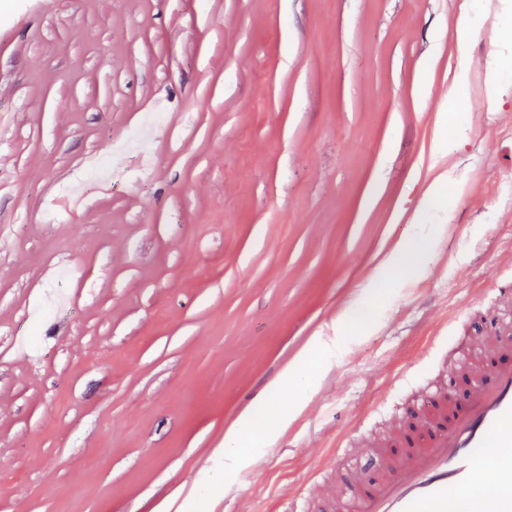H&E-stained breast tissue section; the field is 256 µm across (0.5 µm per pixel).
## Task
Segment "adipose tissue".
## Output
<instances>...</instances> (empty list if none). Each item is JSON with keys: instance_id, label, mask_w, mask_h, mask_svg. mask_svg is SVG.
<instances>
[{"instance_id": "adipose-tissue-1", "label": "adipose tissue", "mask_w": 512, "mask_h": 512, "mask_svg": "<svg viewBox=\"0 0 512 512\" xmlns=\"http://www.w3.org/2000/svg\"><path fill=\"white\" fill-rule=\"evenodd\" d=\"M430 244V238L425 237L395 252L386 263L379 278L368 285L353 306L344 313L343 323L350 327L365 323L370 317L371 303L381 288H384L392 278L414 274L424 263Z\"/></svg>"}]
</instances>
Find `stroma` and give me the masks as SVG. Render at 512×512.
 <instances>
[{"mask_svg": "<svg viewBox=\"0 0 512 512\" xmlns=\"http://www.w3.org/2000/svg\"><path fill=\"white\" fill-rule=\"evenodd\" d=\"M467 2L25 14L0 48V512H286L445 379L452 316L502 317L473 299L512 280V70L457 39ZM263 403L276 430L247 425ZM431 241V237L421 238L395 252L379 278L366 286L353 306L344 313L342 322L349 327H359L365 323L370 317L371 303L381 288H384L392 278L414 274L427 258Z\"/></svg>", "mask_w": 512, "mask_h": 512, "instance_id": "stroma-1", "label": "stroma"}]
</instances>
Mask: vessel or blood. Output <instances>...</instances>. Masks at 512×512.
Wrapping results in <instances>:
<instances>
[{
	"label": "vessel or blood",
	"mask_w": 512,
	"mask_h": 512,
	"mask_svg": "<svg viewBox=\"0 0 512 512\" xmlns=\"http://www.w3.org/2000/svg\"><path fill=\"white\" fill-rule=\"evenodd\" d=\"M477 343L485 351L468 370L472 390L444 413L439 397L423 400L426 443L381 463L376 480L353 477V493L336 494L334 512H512V337L453 339L460 356ZM482 464L491 479L478 491Z\"/></svg>",
	"instance_id": "1"
}]
</instances>
